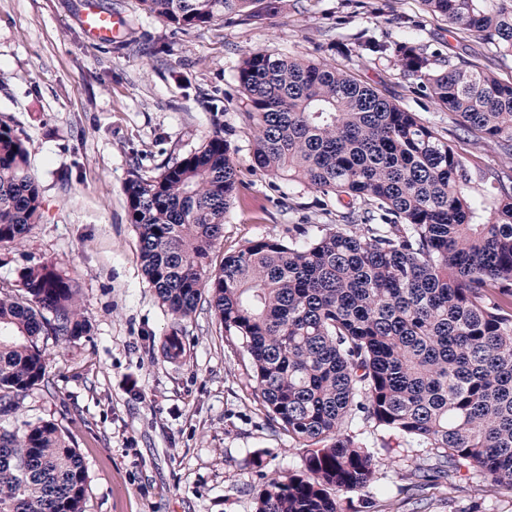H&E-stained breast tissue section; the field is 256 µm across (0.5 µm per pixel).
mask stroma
I'll return each instance as SVG.
<instances>
[{
  "mask_svg": "<svg viewBox=\"0 0 512 512\" xmlns=\"http://www.w3.org/2000/svg\"><path fill=\"white\" fill-rule=\"evenodd\" d=\"M91 0H0V120L27 139L42 218L18 244L0 243V281L55 265L72 279L89 335L48 341L50 391H30L0 424L24 432L51 421L87 467L85 512H255L264 473L303 465V452L263 410L242 349L228 341L208 304L182 321L186 355L156 351L172 317L142 274L124 187L160 173L213 135L225 137L240 186L211 252L213 265L259 237L285 239L296 224H332L336 202L313 188L255 170L235 81L253 50L324 61L395 98L454 137L452 116L413 90L393 59L361 65L345 49L371 30L411 38L442 57L476 51L422 0H284L275 18L244 16L180 30L140 0H92L122 17L120 39L93 44L79 22ZM380 460L373 486L342 494L340 512H413L399 489L431 448H401L355 423ZM429 488L428 512H512V491Z\"/></svg>",
  "mask_w": 512,
  "mask_h": 512,
  "instance_id": "obj_1",
  "label": "stroma"
}]
</instances>
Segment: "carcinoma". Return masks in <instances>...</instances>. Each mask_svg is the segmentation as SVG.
Here are the masks:
<instances>
[{
	"instance_id": "carcinoma-1",
	"label": "carcinoma",
	"mask_w": 512,
	"mask_h": 512,
	"mask_svg": "<svg viewBox=\"0 0 512 512\" xmlns=\"http://www.w3.org/2000/svg\"><path fill=\"white\" fill-rule=\"evenodd\" d=\"M177 29L283 0H141ZM485 50L512 57V0H423ZM360 62L395 56L413 88L454 116L464 137L512 160V82L477 56L445 60L411 40L366 34ZM235 79L255 168L333 196L338 223L288 240L257 238L211 270L237 191L226 139L125 186L148 283L174 319L158 352L183 357L181 321L208 297L248 356L260 404L304 449L303 467L261 475L256 512H337V498L373 483L378 461L348 432L369 424L407 446L436 450L402 492L454 483L512 489V176L481 177L474 159L377 89L303 55L252 51ZM29 148L0 121V243H20L42 218ZM90 322L53 265L0 282V417L34 389L50 390L39 337L70 341ZM87 472L49 421L18 434L0 426V512H84Z\"/></svg>"
}]
</instances>
